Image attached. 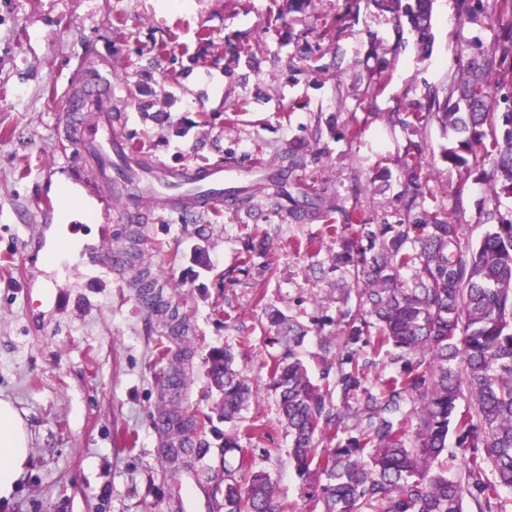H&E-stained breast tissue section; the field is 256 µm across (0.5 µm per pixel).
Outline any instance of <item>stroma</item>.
<instances>
[{
    "instance_id": "stroma-1",
    "label": "stroma",
    "mask_w": 512,
    "mask_h": 512,
    "mask_svg": "<svg viewBox=\"0 0 512 512\" xmlns=\"http://www.w3.org/2000/svg\"><path fill=\"white\" fill-rule=\"evenodd\" d=\"M498 29L460 21L456 0H434L424 58L372 0H0V397L31 435L18 496L0 512H171L158 455L173 399L164 376L180 365V409L210 412L208 355L227 345L255 396L236 424L214 421L207 441L240 434L285 512H321L289 465L260 303L310 328L335 316L331 242L322 219H294L251 184L274 178L304 144L297 183L314 182L361 223L449 219L473 243L488 213L512 221V195L484 191L491 161L449 165L443 151L457 136L411 117L445 99ZM104 80L135 150L167 166L224 165L225 197L249 204L147 211L138 222L112 208L91 265L41 245V227L66 233L40 214L41 198L89 172L67 134L87 115L62 102L74 84ZM412 176L429 187L414 201ZM255 234L268 235L274 263H242ZM300 241L312 250H296ZM144 269L166 312L142 302L134 278ZM173 316L184 339L168 334ZM254 423L260 435L247 434Z\"/></svg>"
}]
</instances>
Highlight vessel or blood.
Segmentation results:
<instances>
[{
  "mask_svg": "<svg viewBox=\"0 0 512 512\" xmlns=\"http://www.w3.org/2000/svg\"><path fill=\"white\" fill-rule=\"evenodd\" d=\"M65 108L96 113L80 127L75 143L92 159L89 176L76 182L73 202L93 223L107 216L113 204L181 212H206L224 202L225 170L159 165L150 155L127 150L112 121V97L91 91L68 95Z\"/></svg>",
  "mask_w": 512,
  "mask_h": 512,
  "instance_id": "1",
  "label": "vessel or blood"
}]
</instances>
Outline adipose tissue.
<instances>
[{"mask_svg": "<svg viewBox=\"0 0 512 512\" xmlns=\"http://www.w3.org/2000/svg\"><path fill=\"white\" fill-rule=\"evenodd\" d=\"M30 454V434L10 400L0 398V501L15 498Z\"/></svg>", "mask_w": 512, "mask_h": 512, "instance_id": "obj_1", "label": "adipose tissue"}]
</instances>
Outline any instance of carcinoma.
Instances as JSON below:
<instances>
[{"label": "carcinoma", "mask_w": 512, "mask_h": 512, "mask_svg": "<svg viewBox=\"0 0 512 512\" xmlns=\"http://www.w3.org/2000/svg\"><path fill=\"white\" fill-rule=\"evenodd\" d=\"M402 11L422 48L433 0H380ZM499 25L492 57L471 61L450 87L441 121L468 137L445 150L449 163L493 157L487 194H512V113L495 115L496 62L512 59V0H491ZM486 126L482 132L469 128ZM307 165L291 154L279 181ZM300 218L313 206L338 209L320 193L288 197ZM336 236V324L319 335L318 381L301 350L309 330L264 303L281 352L267 364L269 387L290 441L288 459L306 485L321 479L322 512H512V221L490 225L474 245L460 224H330ZM145 300L167 308L154 282L138 281ZM232 347L212 351L213 414L164 413L173 440L161 449L170 478L205 495L196 464L211 452L202 439L217 417L232 423L253 389L235 368ZM385 371L372 373L376 361ZM467 401L465 409L459 402ZM224 512H281L269 474L252 452L224 436Z\"/></svg>", "instance_id": "cac0c4a2"}]
</instances>
